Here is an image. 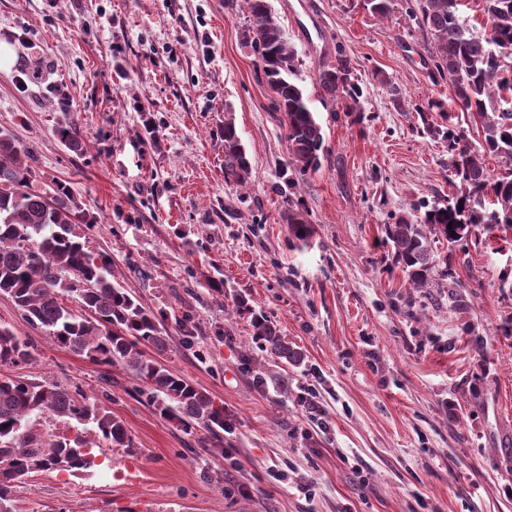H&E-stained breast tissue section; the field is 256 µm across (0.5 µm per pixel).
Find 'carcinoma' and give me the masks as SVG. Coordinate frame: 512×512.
Here are the masks:
<instances>
[{
  "mask_svg": "<svg viewBox=\"0 0 512 512\" xmlns=\"http://www.w3.org/2000/svg\"><path fill=\"white\" fill-rule=\"evenodd\" d=\"M249 37L274 108L284 114L289 164L298 173L317 172L327 158L325 132L299 83L298 62L273 16L269 0H243ZM409 16L430 34L436 74L461 112L480 126L481 139L468 143L461 117L439 99L413 107L423 130L448 149V170L455 194L412 222L399 217L385 225L384 243L416 288L428 286L434 268L432 241L450 244L476 229L512 228V0H485L484 33L473 32L462 15V0H416ZM322 97L340 101L342 111H361L362 88L343 53L316 79ZM439 118H434V115ZM72 152L83 149L76 121L59 130ZM224 182L240 187L252 181V163L232 118L224 119ZM509 164V172H490L485 158ZM37 159L25 145L0 132V294L8 296L26 322L77 356L99 365L120 364L145 384L143 393L166 418L187 433L204 428L220 438L224 406L186 379L173 374L144 351L168 346L166 311L145 309L115 280L112 254L89 249L80 227L93 221L77 204L72 190L55 183L37 186ZM284 220L306 237L307 220L288 202ZM182 343L195 345L189 315L176 319ZM255 335L268 354L287 364L302 361L279 329L263 315L253 317ZM33 344L0 322V365L34 359ZM44 413L80 425L69 438L43 441L31 433V418ZM136 451L122 419L99 408L81 391L27 379L0 380V512H12L16 483L45 470L75 472L93 463L91 449L101 445Z\"/></svg>",
  "mask_w": 512,
  "mask_h": 512,
  "instance_id": "cac0c4a2",
  "label": "carcinoma"
}]
</instances>
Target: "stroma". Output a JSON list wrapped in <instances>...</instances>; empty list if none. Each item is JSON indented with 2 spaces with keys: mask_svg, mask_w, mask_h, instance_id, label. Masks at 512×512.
<instances>
[{
  "mask_svg": "<svg viewBox=\"0 0 512 512\" xmlns=\"http://www.w3.org/2000/svg\"><path fill=\"white\" fill-rule=\"evenodd\" d=\"M270 3L328 149L283 197L287 130L242 0H0V131L32 149L41 182L71 187L96 222L90 249L111 252L128 293L191 316L195 348L173 319L157 359L224 409L222 440L185 433L123 366L58 346L0 295V319L34 345L0 378L80 389L138 448L31 474L15 512H512V249L495 233L437 240L431 285L415 288L383 243L384 225L453 192L448 152L413 110L456 108L431 37L406 0L384 19L365 0ZM340 52L363 91L359 123L315 83ZM36 61L45 81L20 87ZM228 114L252 161L244 188L224 181ZM73 118L77 153L58 134ZM291 203L306 239L282 219ZM240 295L300 364L265 352Z\"/></svg>",
  "mask_w": 512,
  "mask_h": 512,
  "instance_id": "stroma-1",
  "label": "stroma"
}]
</instances>
